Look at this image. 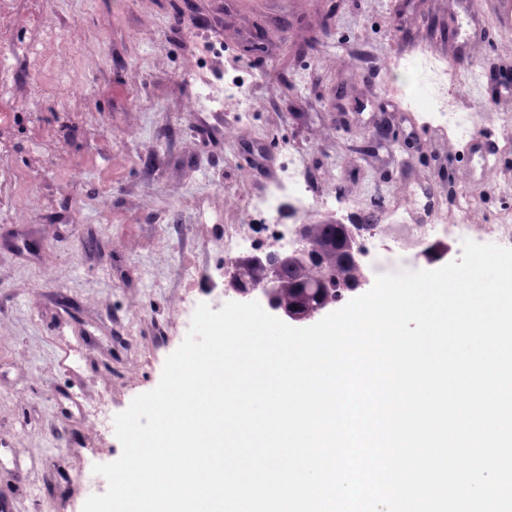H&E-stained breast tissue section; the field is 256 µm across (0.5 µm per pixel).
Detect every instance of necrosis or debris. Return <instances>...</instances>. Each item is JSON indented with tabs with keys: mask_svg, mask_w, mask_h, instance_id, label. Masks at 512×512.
<instances>
[{
	"mask_svg": "<svg viewBox=\"0 0 512 512\" xmlns=\"http://www.w3.org/2000/svg\"><path fill=\"white\" fill-rule=\"evenodd\" d=\"M71 19L55 17L51 0H0V219L13 217L19 194V179L10 167V159L22 134L39 136L53 144L70 140L77 128L71 113L43 97L32 78L59 66V59L50 57L47 48L60 41L65 29L74 27ZM399 69L415 78L418 103L436 118L450 120L458 135L471 133L469 114L455 110L445 98L434 91L441 67L432 58L400 59ZM188 81L193 85L191 104L194 108L218 112L224 101L236 99L240 111L248 104L242 89L248 78L231 75L225 78L223 89H214L203 81L196 69H189ZM310 208L307 187L295 166L284 169L280 185L255 196L251 214L257 224L258 237L284 245L288 242L287 224L300 222ZM471 201L460 197L453 207H438L437 223L421 224L417 210L410 205H395L391 214L400 215L409 224L410 235L401 239V250L419 249L427 252L440 241L461 242L467 239L494 243L512 248L511 224H474L469 219ZM363 257L374 272L394 266L396 258L386 248L381 225H363L356 231Z\"/></svg>",
	"mask_w": 512,
	"mask_h": 512,
	"instance_id": "4bbe7bcc",
	"label": "necrosis or debris"
}]
</instances>
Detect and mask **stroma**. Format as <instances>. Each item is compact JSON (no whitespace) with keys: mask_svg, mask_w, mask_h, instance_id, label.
I'll return each instance as SVG.
<instances>
[{"mask_svg":"<svg viewBox=\"0 0 512 512\" xmlns=\"http://www.w3.org/2000/svg\"><path fill=\"white\" fill-rule=\"evenodd\" d=\"M496 0H60L77 19L62 43L70 70L44 73L60 105L83 118L32 181L42 209L0 220V498L7 512H82L106 491L94 465L117 460L112 413L154 389L188 334L177 319L186 270L222 284L224 229L246 227L249 202L290 160L315 202L363 212L383 196L471 195L472 221L512 211L491 187L512 180V93L481 72L512 57ZM403 55L460 61L454 108L476 114L459 138L411 101ZM220 85L254 73L250 109L191 112L186 62ZM390 138L360 153L378 118ZM500 152L483 168L477 145ZM155 162H147L150 153ZM111 176L112 190L99 185ZM223 213L201 222L198 208Z\"/></svg>","mask_w":512,"mask_h":512,"instance_id":"stroma-1","label":"stroma"}]
</instances>
